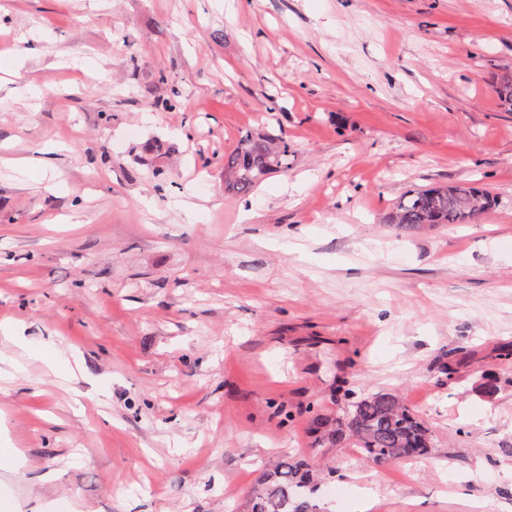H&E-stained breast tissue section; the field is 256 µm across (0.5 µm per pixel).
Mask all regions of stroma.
<instances>
[{"mask_svg":"<svg viewBox=\"0 0 512 512\" xmlns=\"http://www.w3.org/2000/svg\"><path fill=\"white\" fill-rule=\"evenodd\" d=\"M507 79L512 0H0V512H244L283 454L323 512H512ZM249 133L295 157L243 198ZM378 390L427 454L315 446ZM492 201L487 192L468 184L412 190L397 203L388 223L406 233L425 227L465 224Z\"/></svg>","mask_w":512,"mask_h":512,"instance_id":"35a3bbf8","label":"stroma"}]
</instances>
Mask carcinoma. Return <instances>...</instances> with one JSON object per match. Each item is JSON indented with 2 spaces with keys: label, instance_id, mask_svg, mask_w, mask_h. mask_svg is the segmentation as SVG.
Returning a JSON list of instances; mask_svg holds the SVG:
<instances>
[{
  "label": "carcinoma",
  "instance_id": "cac0c4a2",
  "mask_svg": "<svg viewBox=\"0 0 512 512\" xmlns=\"http://www.w3.org/2000/svg\"><path fill=\"white\" fill-rule=\"evenodd\" d=\"M291 156L286 140L246 136L240 147L224 158V190L250 193L265 175L288 169ZM491 203L488 193L468 184L412 190L397 203L388 223L406 233L466 224ZM312 423L318 443L339 446L351 440L376 464L400 463L429 450V428L392 392L368 393L341 414L316 415ZM318 491L309 464L282 456L254 482L246 512H321Z\"/></svg>",
  "mask_w": 512,
  "mask_h": 512
}]
</instances>
